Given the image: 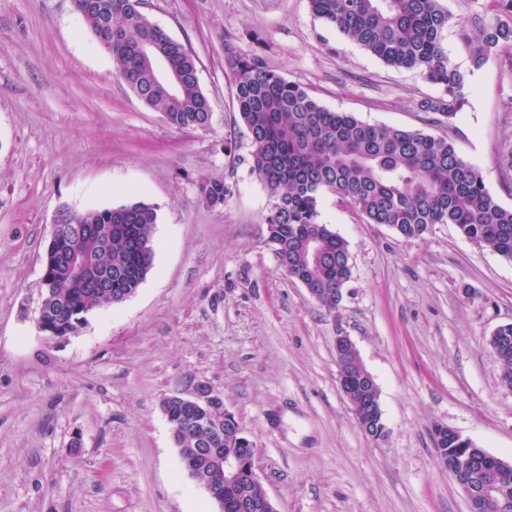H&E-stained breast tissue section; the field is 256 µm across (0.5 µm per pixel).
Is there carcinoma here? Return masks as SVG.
<instances>
[{
	"mask_svg": "<svg viewBox=\"0 0 512 512\" xmlns=\"http://www.w3.org/2000/svg\"><path fill=\"white\" fill-rule=\"evenodd\" d=\"M142 0H74L96 42L112 55L119 78L166 122L181 131L205 130L212 122L209 98L198 77V60L181 41L152 24ZM314 15L365 51L394 68L419 69L444 95L427 98L429 122L446 125L466 104V76L448 60L445 32L462 21L442 0H310ZM151 41L167 67L181 76L172 91L147 69L135 47ZM512 49V27L496 19L481 29L473 57L481 65L491 50ZM232 100L251 140V171L269 193L268 242L288 275L336 308V289L352 278L345 241L320 222V199L331 193L357 209L368 224L385 225L417 239L436 224H452L460 235L512 260V208L487 190L479 169L444 136L369 124L349 112L331 110L287 81L263 58L234 52L225 57ZM211 206L230 195L222 179L201 183ZM155 205L133 200L116 208L75 212L59 208L54 224L67 248L85 255L105 278L102 288L71 281L57 261L40 280L45 299L40 318L45 335L61 339L86 324L93 312L135 294L154 265ZM512 387V324L497 329L494 342ZM361 363L343 360L354 380L353 407L377 396L360 382ZM236 426L220 422L205 407L191 411L174 443L183 469L201 487L217 481L211 449L248 452L237 444ZM470 480L490 482L512 500V470L478 456Z\"/></svg>",
	"mask_w": 512,
	"mask_h": 512,
	"instance_id": "carcinoma-1",
	"label": "carcinoma"
}]
</instances>
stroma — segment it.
I'll return each mask as SVG.
<instances>
[{"instance_id":"stroma-1","label":"stroma","mask_w":512,"mask_h":512,"mask_svg":"<svg viewBox=\"0 0 512 512\" xmlns=\"http://www.w3.org/2000/svg\"><path fill=\"white\" fill-rule=\"evenodd\" d=\"M466 22L444 47L467 103L442 95L312 12L309 0H144L193 51L212 125L181 131L116 75L72 0H0V512H219L181 468L164 396L200 383L257 450L278 512H469L436 457L445 426L512 464V390L489 344L512 323V260L434 225L407 240L333 194L321 220L353 265L329 311L280 266L268 192L236 124L226 52L263 56L323 106L448 137L512 208V53L475 65L494 0H443ZM230 187L217 206L202 180ZM157 207L154 267L137 292L57 340L37 327L40 257L60 206ZM379 390L387 433L365 435L338 382L337 327Z\"/></svg>"}]
</instances>
